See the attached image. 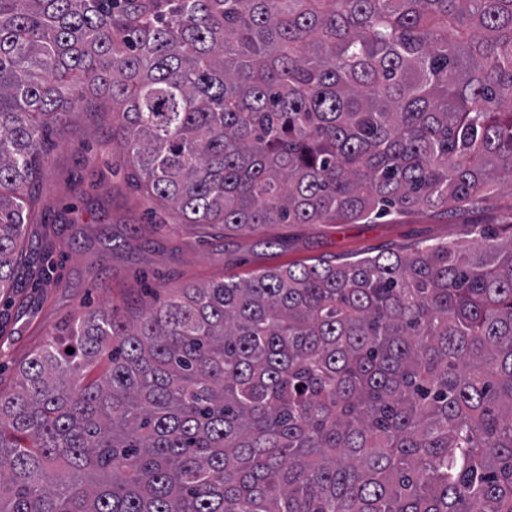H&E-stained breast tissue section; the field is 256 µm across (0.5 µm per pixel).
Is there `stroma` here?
<instances>
[{
  "label": "stroma",
  "instance_id": "35a3bbf8",
  "mask_svg": "<svg viewBox=\"0 0 512 512\" xmlns=\"http://www.w3.org/2000/svg\"><path fill=\"white\" fill-rule=\"evenodd\" d=\"M112 122L74 109L54 139L39 185L40 223L28 229V261L43 283L20 279L0 295V389L49 333L79 314L117 306L133 314L172 289L230 274L331 256H366L415 241H466L475 224L512 222V196L489 189L479 210L415 211L363 224H272L225 235L169 212L152 223L151 201L127 173Z\"/></svg>",
  "mask_w": 512,
  "mask_h": 512
}]
</instances>
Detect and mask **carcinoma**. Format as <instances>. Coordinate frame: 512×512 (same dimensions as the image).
Returning a JSON list of instances; mask_svg holds the SVG:
<instances>
[{
    "label": "carcinoma",
    "instance_id": "obj_1",
    "mask_svg": "<svg viewBox=\"0 0 512 512\" xmlns=\"http://www.w3.org/2000/svg\"><path fill=\"white\" fill-rule=\"evenodd\" d=\"M101 97L184 224L474 208L512 188V0H0V293ZM501 229L77 317L0 390V512H512Z\"/></svg>",
    "mask_w": 512,
    "mask_h": 512
}]
</instances>
